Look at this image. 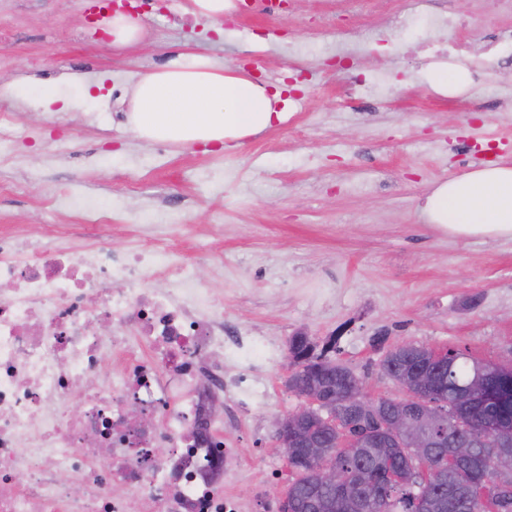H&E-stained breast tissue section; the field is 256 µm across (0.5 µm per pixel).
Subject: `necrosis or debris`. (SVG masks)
<instances>
[{
  "label": "necrosis or debris",
  "mask_w": 512,
  "mask_h": 512,
  "mask_svg": "<svg viewBox=\"0 0 512 512\" xmlns=\"http://www.w3.org/2000/svg\"><path fill=\"white\" fill-rule=\"evenodd\" d=\"M276 357L160 243L0 234V512H250L212 405L263 408Z\"/></svg>",
  "instance_id": "necrosis-or-debris-1"
}]
</instances>
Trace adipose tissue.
<instances>
[{
    "label": "adipose tissue",
    "mask_w": 512,
    "mask_h": 512,
    "mask_svg": "<svg viewBox=\"0 0 512 512\" xmlns=\"http://www.w3.org/2000/svg\"><path fill=\"white\" fill-rule=\"evenodd\" d=\"M278 95L204 55L185 54L132 85L127 128L144 142L224 143L286 121ZM427 223L462 242L512 240V166L486 165L435 186L422 209Z\"/></svg>",
    "instance_id": "adipose-tissue-1"
}]
</instances>
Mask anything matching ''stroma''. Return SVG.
I'll return each instance as SVG.
<instances>
[{
    "mask_svg": "<svg viewBox=\"0 0 512 512\" xmlns=\"http://www.w3.org/2000/svg\"><path fill=\"white\" fill-rule=\"evenodd\" d=\"M184 4L143 18V39L119 50L89 34L87 0H0V83L28 86L0 101L17 127L0 232L51 245L66 226L118 252L162 237L223 297L226 321L278 343L265 410L224 432L245 486L268 479L273 422L303 403L286 384L295 333L335 339L333 359L374 397L401 396L381 361L403 342L512 364V241L461 242L421 217L434 184L512 165V65L481 53L512 43V6L367 0L352 13L294 0L227 24L187 16ZM440 14L458 16L472 46L454 60L482 64L471 92L428 85L433 49L449 37L432 26ZM182 53L290 84L279 103L287 122L224 147L136 139L126 127L133 80ZM378 73L381 97L344 99L343 86ZM61 190L111 208L107 232L81 209L46 206ZM172 208L180 224L152 225L151 213Z\"/></svg>",
    "mask_w": 512,
    "mask_h": 512,
    "instance_id": "obj_1",
    "label": "stroma"
}]
</instances>
